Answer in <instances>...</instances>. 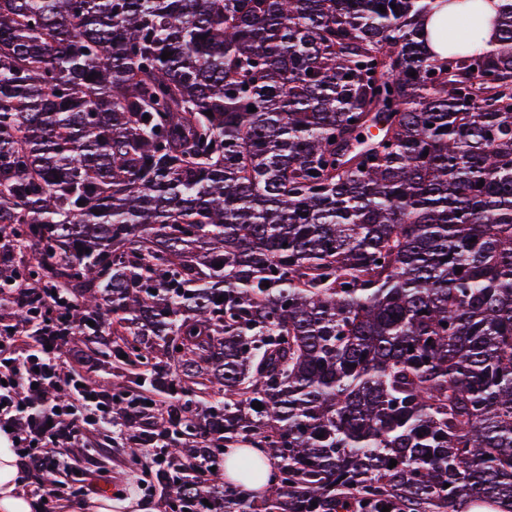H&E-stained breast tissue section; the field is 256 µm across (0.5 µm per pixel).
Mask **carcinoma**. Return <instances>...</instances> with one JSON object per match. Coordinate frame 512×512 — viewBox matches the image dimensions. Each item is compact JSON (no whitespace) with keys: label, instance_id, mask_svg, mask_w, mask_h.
Returning a JSON list of instances; mask_svg holds the SVG:
<instances>
[{"label":"carcinoma","instance_id":"cac0c4a2","mask_svg":"<svg viewBox=\"0 0 512 512\" xmlns=\"http://www.w3.org/2000/svg\"><path fill=\"white\" fill-rule=\"evenodd\" d=\"M484 21L0 0V279L67 289L168 395L166 512H512V0ZM235 444L274 483L224 481Z\"/></svg>","mask_w":512,"mask_h":512}]
</instances>
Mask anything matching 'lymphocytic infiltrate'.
<instances>
[{"instance_id": "f902f5d3", "label": "lymphocytic infiltrate", "mask_w": 512, "mask_h": 512, "mask_svg": "<svg viewBox=\"0 0 512 512\" xmlns=\"http://www.w3.org/2000/svg\"><path fill=\"white\" fill-rule=\"evenodd\" d=\"M73 304L62 288L52 295L22 285L0 289V432L16 439L39 512H56L73 465L69 451L82 447L85 424L112 425L111 390L70 366L74 345L86 335L72 319ZM61 386L68 397L55 396ZM50 444L56 453L47 452Z\"/></svg>"}]
</instances>
